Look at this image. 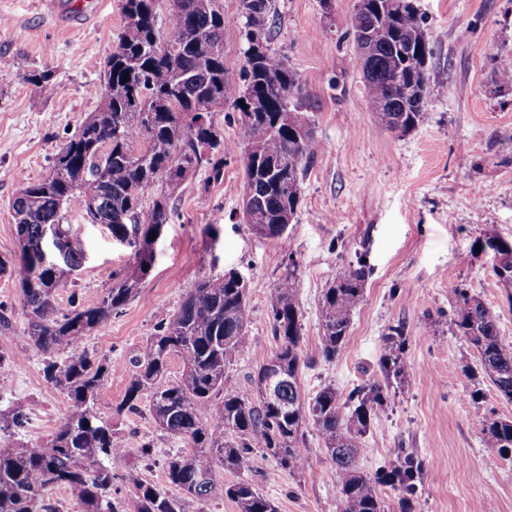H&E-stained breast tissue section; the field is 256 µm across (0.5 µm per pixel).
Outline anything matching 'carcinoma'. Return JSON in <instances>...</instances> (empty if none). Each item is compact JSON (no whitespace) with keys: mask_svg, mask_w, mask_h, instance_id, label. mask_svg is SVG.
Here are the masks:
<instances>
[{"mask_svg":"<svg viewBox=\"0 0 512 512\" xmlns=\"http://www.w3.org/2000/svg\"><path fill=\"white\" fill-rule=\"evenodd\" d=\"M158 2L122 0L124 33L96 87L102 108L81 123L55 155L48 174L23 183L12 201L20 261L9 271L22 290L24 335L44 356L46 382L65 391L70 405L45 446L0 448V512H55L46 500L55 487L76 493L81 512H185V499L150 483L135 484L130 506L112 497L114 476L106 460L125 448L96 410L107 367L79 350L86 336L134 297L152 267V255L134 254L130 271L111 275L112 288L100 302L74 301L62 312L56 290L84 259L81 242L64 223L66 213L77 209L89 223L106 225L114 237L133 229L147 237L161 231L171 217V196L155 195L146 211L144 192L160 181L175 187L203 167L210 179H221L224 155L233 147L224 142L213 116L228 106L241 115L248 196L243 218L260 235L275 238L279 226L292 223L297 214L304 162L320 150L298 112L304 98L301 81L270 46V0H240L247 48L238 81L224 68L225 20L219 0H169L162 26ZM352 34L363 55L364 90L381 126L389 132L414 129L431 93L430 48L414 0H357ZM141 140L146 147L135 149ZM44 224L62 228L64 259L57 268L37 262L35 245ZM484 246L501 256L493 275L503 287L512 288V242L490 237ZM366 274L363 265L353 268L322 295L320 354L327 361L342 350ZM298 288V264L290 258L269 299L276 350L253 378L259 383L269 364H275L276 401L256 390L239 391L226 376L251 316L248 285L228 271L198 281L179 309L147 337L117 412L137 408L142 395L149 394V412L157 426L196 449L168 456L166 478L199 501L213 488L214 466L240 472L249 467L254 448L285 469L300 468L304 428L311 422L336 466L341 512H384L379 487L388 484L413 494L421 464L407 454L372 477L358 469L366 434L388 401L381 383L359 385L345 400L331 386L310 397L302 393L305 359ZM453 324L477 351L497 391L512 400V345L500 339L490 309L462 291ZM389 344L381 361L386 380L401 372V327L393 328ZM60 352L68 353L67 358L58 360ZM173 356L181 360L183 373L171 383L167 373ZM25 422V411L15 408L0 416V430L19 431ZM482 425L488 441L512 448V419H485ZM224 496L238 512H277L247 480L224 485Z\"/></svg>","mask_w":512,"mask_h":512,"instance_id":"cac0c4a2","label":"carcinoma"}]
</instances>
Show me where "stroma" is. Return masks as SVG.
<instances>
[{"instance_id": "1", "label": "stroma", "mask_w": 512, "mask_h": 512, "mask_svg": "<svg viewBox=\"0 0 512 512\" xmlns=\"http://www.w3.org/2000/svg\"><path fill=\"white\" fill-rule=\"evenodd\" d=\"M0 0V260L18 262L20 248L9 202L23 181L46 176L60 147L98 111L100 72L124 29L121 0ZM224 9V67L240 78L246 42L239 0ZM356 0H271L270 38L299 76L301 111L322 148L305 164L297 216L279 238L258 235L240 210L243 154L224 157V176L208 169L171 190L169 224L153 244L154 261L136 295L83 342L102 359L108 383L99 416L123 439L112 457L114 497L132 500L136 482L177 495L166 479L168 455L188 445L161 431L148 398L119 411L132 361L159 322L205 277L238 271L249 283L251 323L244 347L227 369L231 383L250 390V376L276 349L269 297L288 260L299 265L302 354L306 394L323 386L348 394L380 380V360L393 327L404 329V372L366 435L361 472L374 475L403 452L423 465L414 494L380 489L385 512H512V451L489 445L482 419H512V401L482 370L473 347L453 325L458 289H467L496 315L512 344V290L495 278L486 238L512 240V90L497 68L512 58V0H416L432 47V93L422 122L406 134L382 129L364 90L362 60L351 19ZM45 82L32 83L35 74ZM86 261L56 292L57 304L95 303L112 286V272L129 269L130 248L113 241L81 212L66 216ZM366 265L363 298L334 360L321 357L318 306L347 270ZM0 410L25 409L28 423L0 446L45 445L60 427L69 400L43 377V357L29 344L21 290L0 273ZM153 454L141 458L143 444ZM303 467L281 468L262 451L248 469L215 472L207 499L187 500L185 512H237L225 484L252 481L277 512H340L333 463L314 425L305 427Z\"/></svg>"}]
</instances>
